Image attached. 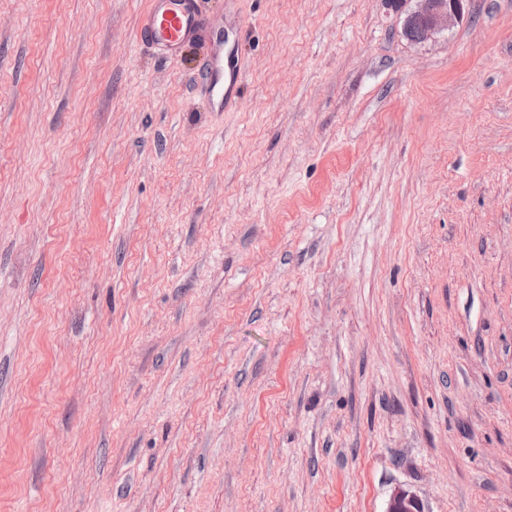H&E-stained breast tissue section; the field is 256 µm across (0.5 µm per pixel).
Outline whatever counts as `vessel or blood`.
<instances>
[{"mask_svg": "<svg viewBox=\"0 0 512 512\" xmlns=\"http://www.w3.org/2000/svg\"><path fill=\"white\" fill-rule=\"evenodd\" d=\"M206 33L211 36L214 51L204 60L197 85L208 97L214 111L224 112L239 102L242 63L225 55L222 33H208L197 0H149L141 14L136 39L142 46L161 50L172 59L184 44Z\"/></svg>", "mask_w": 512, "mask_h": 512, "instance_id": "vessel-or-blood-1", "label": "vessel or blood"}]
</instances>
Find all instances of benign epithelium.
Here are the masks:
<instances>
[{"label": "benign epithelium", "instance_id": "1", "mask_svg": "<svg viewBox=\"0 0 512 512\" xmlns=\"http://www.w3.org/2000/svg\"><path fill=\"white\" fill-rule=\"evenodd\" d=\"M407 7L403 33L417 30L409 38L413 44H422L447 33L464 20L470 0H388ZM386 512H426L423 502L410 491L398 486L392 491Z\"/></svg>", "mask_w": 512, "mask_h": 512}]
</instances>
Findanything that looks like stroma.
<instances>
[{
    "mask_svg": "<svg viewBox=\"0 0 512 512\" xmlns=\"http://www.w3.org/2000/svg\"><path fill=\"white\" fill-rule=\"evenodd\" d=\"M0 0V512H512V0ZM198 0H150L141 13L137 41L149 49L163 51L173 59L182 46L200 38L207 29ZM394 5H412L405 11L403 34L413 44H422L447 33L464 20L470 0H388ZM417 29L416 36H408ZM210 38L214 52L204 60L196 82L210 100L214 111L224 112L236 107L239 102L242 62L231 54L224 57V36L221 32L210 34ZM385 512H426L423 502L403 487L392 491Z\"/></svg>",
    "mask_w": 512,
    "mask_h": 512,
    "instance_id": "obj_1",
    "label": "stroma"
}]
</instances>
